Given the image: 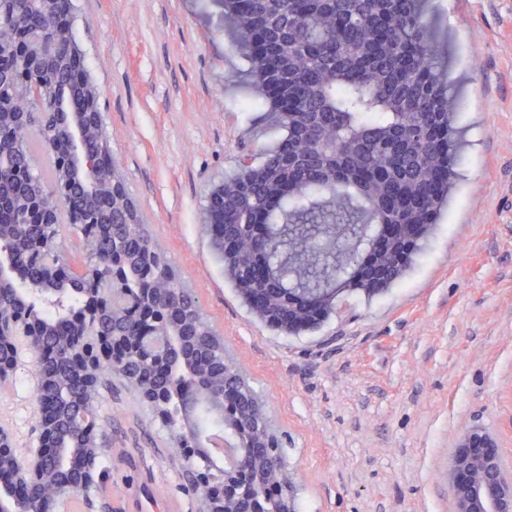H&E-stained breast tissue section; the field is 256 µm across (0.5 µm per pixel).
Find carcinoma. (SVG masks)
<instances>
[{
    "label": "carcinoma",
    "mask_w": 512,
    "mask_h": 512,
    "mask_svg": "<svg viewBox=\"0 0 512 512\" xmlns=\"http://www.w3.org/2000/svg\"><path fill=\"white\" fill-rule=\"evenodd\" d=\"M421 0H224V18L236 29L234 48L248 62L258 85L276 83L282 102L273 104L281 144L258 168H241L213 190L206 229L224 265V277L249 312L270 327L296 335L315 329L337 311L344 294L371 296L357 261L374 244L382 224H416L425 238L448 202L455 183L458 104L433 66L436 47ZM70 0H0V41L43 30L50 50L36 68L54 83L72 116L85 126L81 152L97 160L110 155L100 112L85 111L99 95L69 22ZM59 98L25 83L16 56H0V251L12 254L17 277L60 296L57 311L41 298L24 296L16 277L0 275V361L19 363L11 336L14 322L33 331L31 359L40 376L34 428L48 430L45 474L24 491L35 512H56L55 486L78 483L81 459L107 436L98 421L99 386L110 375L163 395L155 406L161 426L177 447L187 448L181 489L199 496L194 478L216 467L212 450L195 438L208 428L235 441L246 467L232 478L257 498L261 512H288L267 484L288 480L287 464L271 474L267 454L277 437L264 403L241 374L232 384L249 394L224 415V342L200 313L193 294L153 244L130 199L122 174L88 188L69 160L75 146ZM51 154L50 179L33 170L31 143ZM65 207L44 208L59 185ZM267 227L264 256L279 284L252 279L249 252L253 216ZM69 224L80 260L53 265L60 224ZM418 241L400 240L389 265L376 272L382 289L405 272ZM249 288L276 296L280 289L317 293V315L297 313L291 322L252 306ZM163 333L174 345L170 363L157 366L139 351L108 356L87 376L71 351L98 338L128 336L142 342ZM100 482L85 487L91 512H112Z\"/></svg>",
    "instance_id": "1"
}]
</instances>
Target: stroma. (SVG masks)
Returning <instances> with one entry per match:
<instances>
[{"label": "stroma", "instance_id": "1", "mask_svg": "<svg viewBox=\"0 0 512 512\" xmlns=\"http://www.w3.org/2000/svg\"><path fill=\"white\" fill-rule=\"evenodd\" d=\"M74 31L127 191L153 238L265 402L300 512H456L448 474L465 433L512 468V0H423L461 103L456 187L404 277L346 297L284 336L250 315L204 230L207 197L282 132L245 102L221 0H76ZM463 52L448 58V27ZM239 73L235 83L226 74ZM101 422L112 512H197L182 456L128 384L107 379Z\"/></svg>", "mask_w": 512, "mask_h": 512}]
</instances>
